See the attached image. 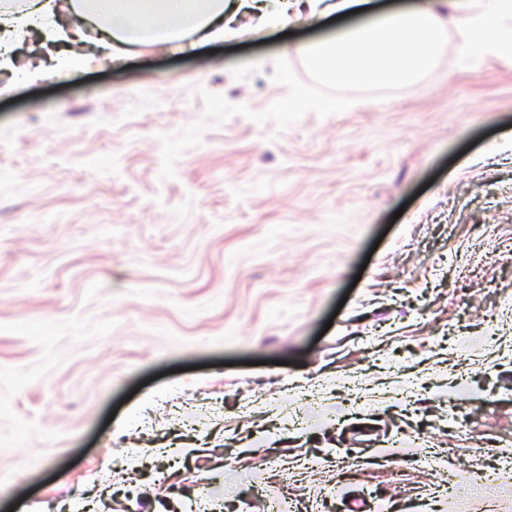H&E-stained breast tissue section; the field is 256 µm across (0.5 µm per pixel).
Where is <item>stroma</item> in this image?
Returning a JSON list of instances; mask_svg holds the SVG:
<instances>
[{"label": "stroma", "mask_w": 512, "mask_h": 512, "mask_svg": "<svg viewBox=\"0 0 512 512\" xmlns=\"http://www.w3.org/2000/svg\"><path fill=\"white\" fill-rule=\"evenodd\" d=\"M289 30L0 69V512H512V62Z\"/></svg>", "instance_id": "35a3bbf8"}]
</instances>
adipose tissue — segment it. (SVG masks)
Returning a JSON list of instances; mask_svg holds the SVG:
<instances>
[{
    "label": "adipose tissue",
    "instance_id": "1",
    "mask_svg": "<svg viewBox=\"0 0 512 512\" xmlns=\"http://www.w3.org/2000/svg\"><path fill=\"white\" fill-rule=\"evenodd\" d=\"M69 42L85 40L86 29L122 43L197 44L242 35L241 13L257 11L261 25L302 18L320 25L331 16L359 11L360 24L305 46L312 67L331 82L403 84L413 82L444 49V8L463 31L460 54L479 63L512 59V0H412L403 9L374 13L369 0H69ZM55 0H27L23 13L0 12V68L42 75L38 66L17 67L11 44L20 31L36 28L55 36L60 23Z\"/></svg>",
    "mask_w": 512,
    "mask_h": 512
}]
</instances>
